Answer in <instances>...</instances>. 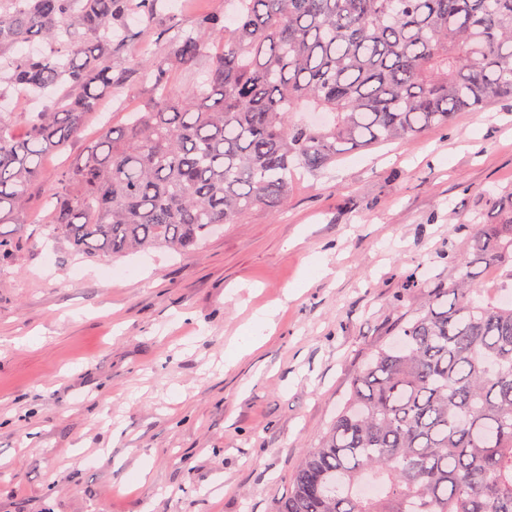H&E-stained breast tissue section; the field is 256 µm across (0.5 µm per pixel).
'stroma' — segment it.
I'll return each instance as SVG.
<instances>
[{"instance_id": "obj_1", "label": "stroma", "mask_w": 512, "mask_h": 512, "mask_svg": "<svg viewBox=\"0 0 512 512\" xmlns=\"http://www.w3.org/2000/svg\"><path fill=\"white\" fill-rule=\"evenodd\" d=\"M182 4L149 27L127 18L113 68L224 10ZM151 90L132 82L124 108L103 102L82 141L48 154L26 212L100 117L120 125ZM511 190L504 96L298 175L280 213L254 210L194 250L85 257L51 249L37 224L0 226V512H271L371 349L471 264L466 225L496 223ZM272 305L268 340L227 363Z\"/></svg>"}]
</instances>
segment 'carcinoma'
<instances>
[{"label":"carcinoma","mask_w":512,"mask_h":512,"mask_svg":"<svg viewBox=\"0 0 512 512\" xmlns=\"http://www.w3.org/2000/svg\"><path fill=\"white\" fill-rule=\"evenodd\" d=\"M167 0H0V99L54 90L16 137L0 113V224H26L42 159L83 133L133 78L154 95L48 186L37 220L77 254L196 249L255 209L288 203V175L349 150L408 142L512 96V0H224L164 32L167 51L112 68L126 16ZM36 38L49 50L17 54ZM210 60L205 73L190 68ZM188 70L176 96L166 81ZM466 247L512 288V201ZM376 346L272 512H512V304L470 267ZM377 496L362 492L367 483Z\"/></svg>","instance_id":"obj_1"}]
</instances>
